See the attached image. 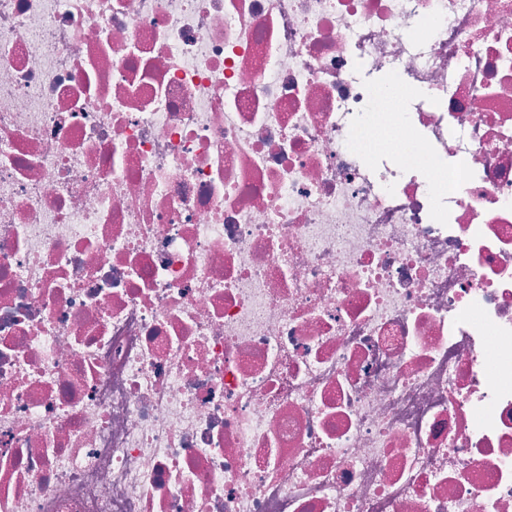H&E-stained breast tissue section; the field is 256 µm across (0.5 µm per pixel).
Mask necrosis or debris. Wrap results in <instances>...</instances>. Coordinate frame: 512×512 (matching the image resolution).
<instances>
[{
  "label": "necrosis or debris",
  "mask_w": 512,
  "mask_h": 512,
  "mask_svg": "<svg viewBox=\"0 0 512 512\" xmlns=\"http://www.w3.org/2000/svg\"><path fill=\"white\" fill-rule=\"evenodd\" d=\"M0 512H512V0H0Z\"/></svg>",
  "instance_id": "4bbe7bcc"
}]
</instances>
